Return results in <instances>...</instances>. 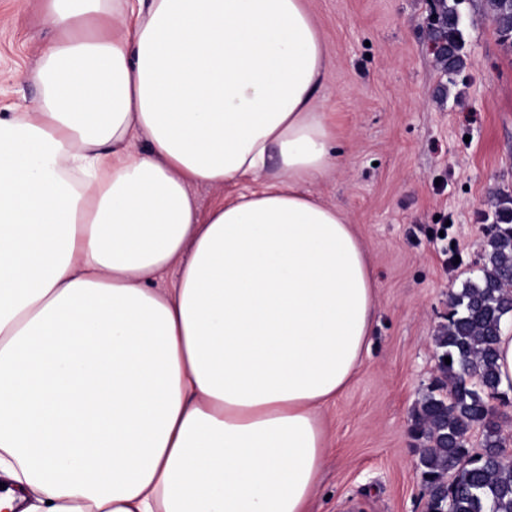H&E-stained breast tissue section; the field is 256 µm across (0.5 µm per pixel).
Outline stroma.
I'll return each mask as SVG.
<instances>
[{
    "label": "stroma",
    "instance_id": "35a3bbf8",
    "mask_svg": "<svg viewBox=\"0 0 512 512\" xmlns=\"http://www.w3.org/2000/svg\"><path fill=\"white\" fill-rule=\"evenodd\" d=\"M429 0H306L328 47L321 94L347 163L309 190L354 224L376 272L370 349L324 413L330 459L309 512H426L413 413L435 382L448 295L476 279L501 194L512 195V45L464 0L465 68L448 78ZM55 31L40 0H0V113Z\"/></svg>",
    "mask_w": 512,
    "mask_h": 512
}]
</instances>
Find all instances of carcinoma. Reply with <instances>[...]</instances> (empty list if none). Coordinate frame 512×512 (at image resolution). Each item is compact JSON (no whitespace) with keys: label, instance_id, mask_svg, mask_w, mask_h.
<instances>
[{"label":"carcinoma","instance_id":"cac0c4a2","mask_svg":"<svg viewBox=\"0 0 512 512\" xmlns=\"http://www.w3.org/2000/svg\"><path fill=\"white\" fill-rule=\"evenodd\" d=\"M441 2V19L431 28V40L439 47L437 59L444 70L458 73L464 66V0ZM488 6L500 38L512 42V0H488ZM499 217L501 225L484 249L482 275L449 295L448 322L435 336L440 377L413 415L431 512H512V457L483 397L498 391V336L504 317L512 315V208L499 209ZM446 381L451 388L445 398L438 391ZM476 425L483 428L484 446L473 457L462 443Z\"/></svg>","mask_w":512,"mask_h":512}]
</instances>
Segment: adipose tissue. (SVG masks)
I'll return each mask as SVG.
<instances>
[{"mask_svg": "<svg viewBox=\"0 0 512 512\" xmlns=\"http://www.w3.org/2000/svg\"><path fill=\"white\" fill-rule=\"evenodd\" d=\"M43 2L40 96L0 114V512H308L376 284L306 190L346 160L316 18ZM240 189V185H233L225 187L221 192H217L209 187L197 186L192 188V192L198 202L201 213L205 214L214 204L234 196Z\"/></svg>", "mask_w": 512, "mask_h": 512, "instance_id": "ef3b65f1", "label": "adipose tissue"}]
</instances>
